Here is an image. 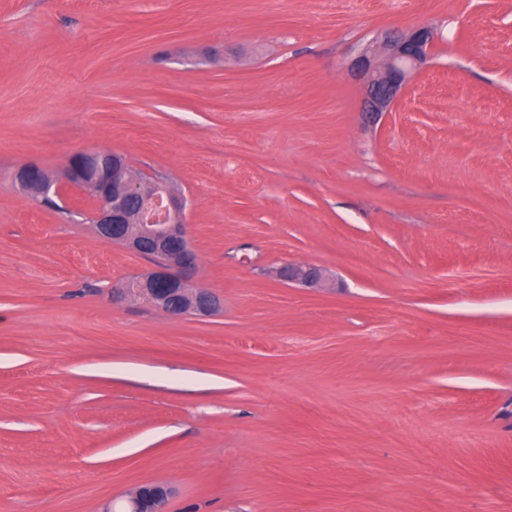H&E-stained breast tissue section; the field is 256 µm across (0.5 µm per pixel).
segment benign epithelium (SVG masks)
<instances>
[{
    "label": "benign epithelium",
    "mask_w": 512,
    "mask_h": 512,
    "mask_svg": "<svg viewBox=\"0 0 512 512\" xmlns=\"http://www.w3.org/2000/svg\"><path fill=\"white\" fill-rule=\"evenodd\" d=\"M434 31H384L352 59L348 70L362 86L360 119L376 126L397 101L409 78L428 62ZM15 181L37 202H57L66 209L70 198L87 193L92 198L91 223L97 236L120 241L128 249L160 256L155 270L113 288L112 299L141 301L174 317L209 316L219 307L216 296L194 286L197 257L189 245L185 197L161 180L148 183L135 176L112 152H78L60 175L29 162L15 172ZM149 248H144V243ZM281 281L318 291L337 288L328 268L312 263H288L278 270ZM171 490L162 484L139 487L126 506H108L104 512H163Z\"/></svg>",
    "instance_id": "1"
}]
</instances>
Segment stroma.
Listing matches in <instances>:
<instances>
[{
  "label": "stroma",
  "mask_w": 512,
  "mask_h": 512,
  "mask_svg": "<svg viewBox=\"0 0 512 512\" xmlns=\"http://www.w3.org/2000/svg\"><path fill=\"white\" fill-rule=\"evenodd\" d=\"M420 26L429 67L364 127L349 61ZM94 150L188 198L213 315L113 303L150 261L15 184ZM145 484L512 512V0H0V512ZM278 277L285 283L312 291L339 287L327 267L312 263H288L278 270Z\"/></svg>",
  "instance_id": "1"
}]
</instances>
